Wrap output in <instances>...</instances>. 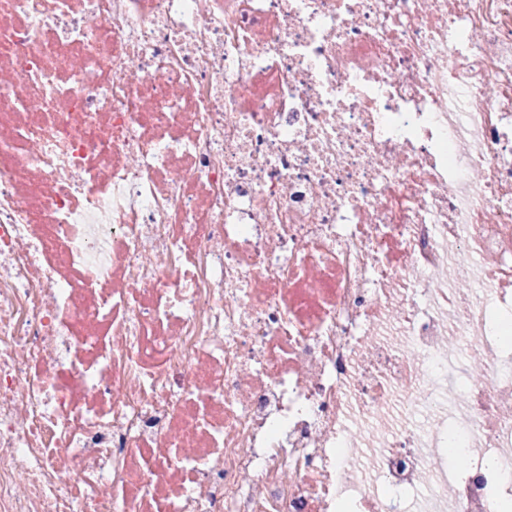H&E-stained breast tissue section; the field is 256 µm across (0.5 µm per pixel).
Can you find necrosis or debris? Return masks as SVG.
Masks as SVG:
<instances>
[{
	"label": "necrosis or debris",
	"mask_w": 512,
	"mask_h": 512,
	"mask_svg": "<svg viewBox=\"0 0 512 512\" xmlns=\"http://www.w3.org/2000/svg\"><path fill=\"white\" fill-rule=\"evenodd\" d=\"M510 334L512 0H0V512H502Z\"/></svg>",
	"instance_id": "1"
}]
</instances>
